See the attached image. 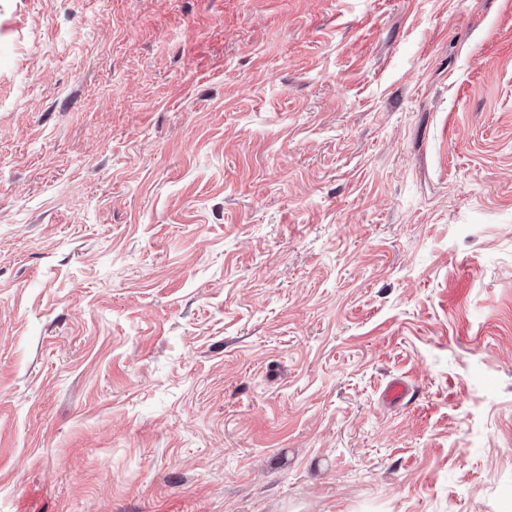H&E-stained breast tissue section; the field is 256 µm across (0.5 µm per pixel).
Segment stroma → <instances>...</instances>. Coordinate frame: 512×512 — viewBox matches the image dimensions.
<instances>
[{
  "mask_svg": "<svg viewBox=\"0 0 512 512\" xmlns=\"http://www.w3.org/2000/svg\"><path fill=\"white\" fill-rule=\"evenodd\" d=\"M0 512H512V0H0Z\"/></svg>",
  "mask_w": 512,
  "mask_h": 512,
  "instance_id": "35a3bbf8",
  "label": "stroma"
}]
</instances>
